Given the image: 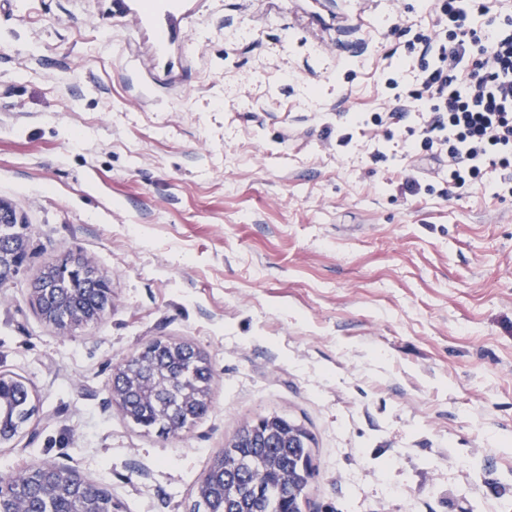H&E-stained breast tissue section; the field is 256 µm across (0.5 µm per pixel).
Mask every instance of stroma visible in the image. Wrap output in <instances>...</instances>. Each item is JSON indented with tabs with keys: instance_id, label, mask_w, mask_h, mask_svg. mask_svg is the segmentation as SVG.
I'll return each mask as SVG.
<instances>
[{
	"instance_id": "obj_1",
	"label": "stroma",
	"mask_w": 512,
	"mask_h": 512,
	"mask_svg": "<svg viewBox=\"0 0 512 512\" xmlns=\"http://www.w3.org/2000/svg\"><path fill=\"white\" fill-rule=\"evenodd\" d=\"M422 0H0V375L37 408L0 476L59 462L116 512H185L215 451L276 412L313 434L303 512H512V198L408 155ZM419 180V195L401 185ZM70 254L111 279L66 334L30 302ZM159 338L213 369L179 435L131 424L115 367ZM25 257V245L21 239H8L0 244V274L17 276Z\"/></svg>"
}]
</instances>
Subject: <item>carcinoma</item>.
<instances>
[{
	"mask_svg": "<svg viewBox=\"0 0 512 512\" xmlns=\"http://www.w3.org/2000/svg\"><path fill=\"white\" fill-rule=\"evenodd\" d=\"M65 268L64 261L48 267L32 287L52 289L46 297L50 303L60 298L57 288H74L71 301L89 302L91 286L79 279L68 281ZM177 368L183 370L198 403L186 406L178 394L150 404L134 402L127 410L130 422L169 436L175 434L170 417L159 415L158 409L176 408L189 425L206 414L212 376L209 363H179ZM312 442L303 425L277 413L244 423L224 450L213 456L187 512H302L304 491L314 469Z\"/></svg>",
	"mask_w": 512,
	"mask_h": 512,
	"instance_id": "1",
	"label": "carcinoma"
}]
</instances>
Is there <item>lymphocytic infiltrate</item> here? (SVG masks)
I'll return each mask as SVG.
<instances>
[{
  "mask_svg": "<svg viewBox=\"0 0 512 512\" xmlns=\"http://www.w3.org/2000/svg\"><path fill=\"white\" fill-rule=\"evenodd\" d=\"M435 39L415 62L418 88L398 93L399 119L428 113L416 153L447 158L454 188L474 189L485 167L512 166V20L487 0H434Z\"/></svg>",
  "mask_w": 512,
  "mask_h": 512,
  "instance_id": "lymphocytic-infiltrate-1",
  "label": "lymphocytic infiltrate"
}]
</instances>
